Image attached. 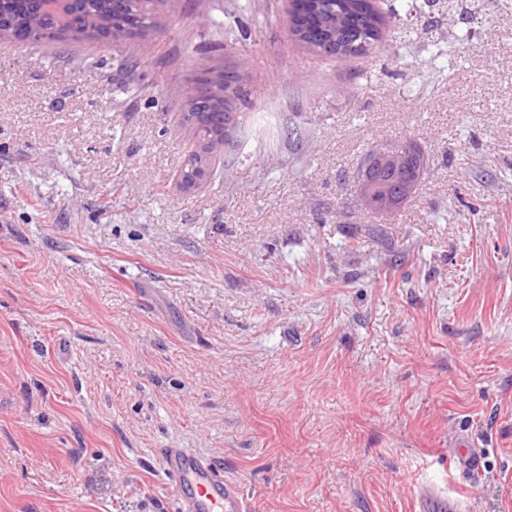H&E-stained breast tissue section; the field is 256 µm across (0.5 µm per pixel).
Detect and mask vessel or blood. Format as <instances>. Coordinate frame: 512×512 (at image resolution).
I'll use <instances>...</instances> for the list:
<instances>
[{"label":"vessel or blood","mask_w":512,"mask_h":512,"mask_svg":"<svg viewBox=\"0 0 512 512\" xmlns=\"http://www.w3.org/2000/svg\"><path fill=\"white\" fill-rule=\"evenodd\" d=\"M158 457L164 486L176 498L179 512H254L238 483L219 476L211 461L189 448H162ZM420 512H439L445 500L433 486L416 493Z\"/></svg>","instance_id":"obj_1"}]
</instances>
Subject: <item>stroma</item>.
<instances>
[{
	"instance_id": "1",
	"label": "stroma",
	"mask_w": 512,
	"mask_h": 512,
	"mask_svg": "<svg viewBox=\"0 0 512 512\" xmlns=\"http://www.w3.org/2000/svg\"><path fill=\"white\" fill-rule=\"evenodd\" d=\"M288 0H162L57 54L0 38V512H176L191 448L257 512H512V0L401 8L321 57ZM243 77L218 178L175 86ZM413 198L365 211L374 146ZM480 462L472 476L460 461ZM156 0H132L118 25L146 32L158 28ZM377 16L380 27L377 28L370 20L369 14L357 10L350 13L343 21L342 41L346 45V52L342 57L365 58L371 56L377 43L381 39L382 28L386 18L379 12H372ZM412 149H417L414 143L395 147L382 146L371 149L367 164L365 165L366 158L363 165L358 170L357 180L360 177L363 181L369 182V175L374 172L378 174L397 173L398 171L405 169L408 166L409 156ZM416 501L421 512H427V510H439L440 507L448 503L443 495L439 493L431 485H422L417 489L415 494Z\"/></svg>"
}]
</instances>
